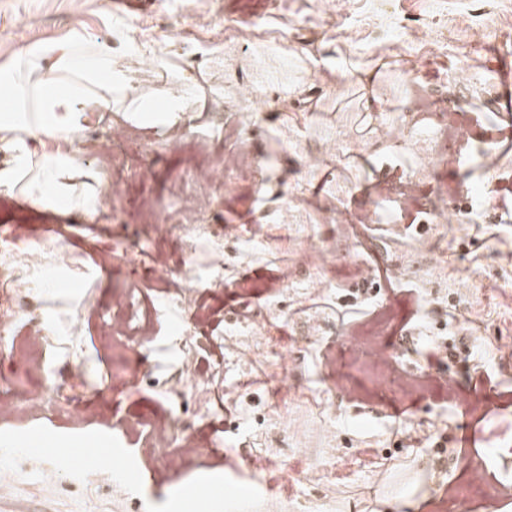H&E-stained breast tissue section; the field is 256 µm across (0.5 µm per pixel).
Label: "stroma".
I'll return each instance as SVG.
<instances>
[{
	"label": "stroma",
	"mask_w": 512,
	"mask_h": 512,
	"mask_svg": "<svg viewBox=\"0 0 512 512\" xmlns=\"http://www.w3.org/2000/svg\"><path fill=\"white\" fill-rule=\"evenodd\" d=\"M323 2L162 0L150 13L115 16L105 0H0V68L76 31L111 46L128 26L159 59L138 73L139 95L161 103L187 74L198 110L188 127L157 111L113 113L115 127L135 132L126 157L86 155L71 182L72 192H95V230L74 226L68 213L0 196V230L39 225L46 243L68 247L75 258L65 272L76 288L65 292L49 280L40 313L51 334L55 318L77 312L82 375L92 389L78 415L62 408L23 426L0 421V468L33 438L75 456L77 439L101 433L126 450L104 464L83 459L54 489L23 480L17 494L0 499L5 512H512V198L493 192L499 178L512 177V124L504 125L488 168L475 122L477 110L502 95L493 76L512 68V52L471 49L477 39L512 32V0H489L479 30L468 0H333L330 11ZM440 8L448 13L445 27L420 46L376 33L378 18ZM159 25L168 45L150 40ZM260 28L279 43L268 93L276 95L284 79L291 95L272 120L225 98L224 66L209 52L213 43L245 40ZM190 60L195 69H187ZM452 108L458 116L451 127L441 117ZM382 122L402 127L398 144L378 137ZM217 129L225 154L247 142L263 165L229 174V190L220 191L217 223L242 225L245 238L227 243L239 260L225 270L223 287L209 286V258L196 257L197 295L228 329L248 330L249 316L275 300L283 313L248 355L225 351L204 397L186 399L185 418L209 454L165 467L142 437L170 411L159 383L180 366L172 337L198 326L202 313L164 312L163 289H143L157 309L154 351L138 381L116 383L122 359L95 310L131 286L128 258L111 250V234H133L154 212L178 207L181 181L211 165ZM331 133L337 154L309 168L307 156L323 154ZM426 149L442 163L422 172ZM410 175L421 184L416 211L448 204L463 209L465 220L327 222L331 211L380 204L392 182ZM108 179L115 195L104 189ZM273 191L300 199V226L286 237L258 221ZM489 227L497 237L486 235ZM254 244L256 260L248 257ZM311 245L317 252L308 266L303 252ZM371 257L393 270L395 290L363 280L360 269ZM318 277L328 287L296 300L294 286ZM357 297L366 313L342 322L337 306ZM28 328V320L19 322L16 355L0 363V379L18 387L31 365L64 358L51 338L30 346ZM272 347L281 357L269 355ZM440 378L454 380L456 394L436 387ZM127 420L136 421L137 435L122 434ZM407 431L420 444L403 447ZM241 473L250 476L253 496L230 490Z\"/></svg>",
	"instance_id": "1"
}]
</instances>
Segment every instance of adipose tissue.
I'll list each match as a JSON object with an SVG mask.
<instances>
[{
    "mask_svg": "<svg viewBox=\"0 0 512 512\" xmlns=\"http://www.w3.org/2000/svg\"><path fill=\"white\" fill-rule=\"evenodd\" d=\"M0 93L9 102L0 110V155L10 159L0 167V194L20 190L39 208L63 201L94 213V195H69L60 183L76 167V152L59 148L36 154L28 141L40 135L68 140L90 114H112L118 96L146 110L135 73L118 69L111 48L88 46L75 36L38 52L17 54L11 66L0 68Z\"/></svg>",
    "mask_w": 512,
    "mask_h": 512,
    "instance_id": "obj_1",
    "label": "adipose tissue"
}]
</instances>
